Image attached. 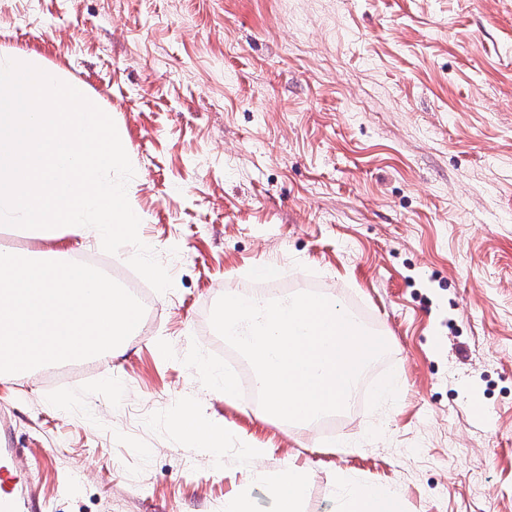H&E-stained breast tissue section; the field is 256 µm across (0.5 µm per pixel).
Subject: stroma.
I'll return each instance as SVG.
<instances>
[{
    "mask_svg": "<svg viewBox=\"0 0 512 512\" xmlns=\"http://www.w3.org/2000/svg\"><path fill=\"white\" fill-rule=\"evenodd\" d=\"M1 53L111 113L173 280L123 354L0 377L47 512H275L291 466L299 512H336L340 474L512 512V0H0ZM268 263L390 339L332 432L213 388L211 309ZM176 428L190 441L216 451L224 441V423L219 420L202 421L195 410L183 409L176 419ZM305 488L304 474L288 468L282 472L273 485V495L277 512H298V505Z\"/></svg>",
    "mask_w": 512,
    "mask_h": 512,
    "instance_id": "1",
    "label": "stroma"
}]
</instances>
